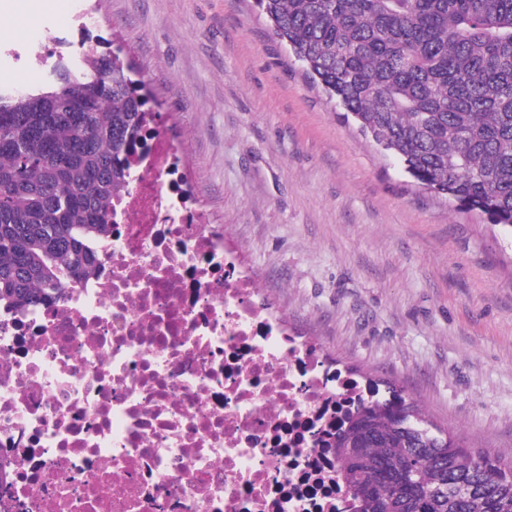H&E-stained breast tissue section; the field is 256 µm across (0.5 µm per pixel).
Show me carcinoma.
I'll return each instance as SVG.
<instances>
[{
    "label": "carcinoma",
    "mask_w": 512,
    "mask_h": 512,
    "mask_svg": "<svg viewBox=\"0 0 512 512\" xmlns=\"http://www.w3.org/2000/svg\"><path fill=\"white\" fill-rule=\"evenodd\" d=\"M275 37L414 181L512 230V0H255ZM0 93V303L23 309L91 273L151 102L118 56ZM112 76V83L103 80ZM88 111L71 125L68 106ZM336 439L357 512H512V458L432 427L403 391Z\"/></svg>",
    "instance_id": "1"
}]
</instances>
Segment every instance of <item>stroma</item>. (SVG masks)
<instances>
[{
    "label": "stroma",
    "instance_id": "35a3bbf8",
    "mask_svg": "<svg viewBox=\"0 0 512 512\" xmlns=\"http://www.w3.org/2000/svg\"><path fill=\"white\" fill-rule=\"evenodd\" d=\"M272 311L512 457V231L417 185L346 120L253 0H86Z\"/></svg>",
    "mask_w": 512,
    "mask_h": 512
}]
</instances>
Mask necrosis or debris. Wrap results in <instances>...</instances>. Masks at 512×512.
Listing matches in <instances>:
<instances>
[{"mask_svg":"<svg viewBox=\"0 0 512 512\" xmlns=\"http://www.w3.org/2000/svg\"><path fill=\"white\" fill-rule=\"evenodd\" d=\"M48 47L34 22L0 54ZM92 275L0 305V512H356L338 432L370 397L289 329L187 192L157 115Z\"/></svg>","mask_w":512,"mask_h":512,"instance_id":"4bbe7bcc","label":"necrosis or debris"}]
</instances>
